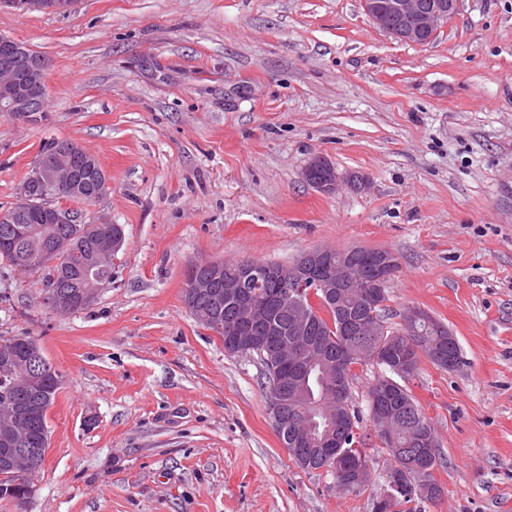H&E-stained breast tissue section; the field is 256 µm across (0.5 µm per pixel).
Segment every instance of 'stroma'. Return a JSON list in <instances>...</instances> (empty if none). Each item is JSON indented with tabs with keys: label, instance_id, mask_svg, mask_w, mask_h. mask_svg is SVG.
I'll use <instances>...</instances> for the list:
<instances>
[{
	"label": "stroma",
	"instance_id": "35a3bbf8",
	"mask_svg": "<svg viewBox=\"0 0 512 512\" xmlns=\"http://www.w3.org/2000/svg\"><path fill=\"white\" fill-rule=\"evenodd\" d=\"M0 34L49 63L47 121L0 113V213L52 136L96 156L111 187L87 215L125 236L111 284L66 315L44 272L0 263V338H35L63 376L33 492L0 512H375L382 369L355 370L371 477L346 492L289 457L263 362L225 353L183 299L193 263L320 247L393 253L389 326L419 308L459 343L454 370L424 357L408 381L442 457L421 512H512V0H459L427 45L361 0L0 5ZM318 155L333 194L303 178Z\"/></svg>",
	"mask_w": 512,
	"mask_h": 512
}]
</instances>
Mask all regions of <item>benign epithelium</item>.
I'll list each match as a JSON object with an SVG mask.
<instances>
[{
  "instance_id": "1",
  "label": "benign epithelium",
  "mask_w": 512,
  "mask_h": 512,
  "mask_svg": "<svg viewBox=\"0 0 512 512\" xmlns=\"http://www.w3.org/2000/svg\"><path fill=\"white\" fill-rule=\"evenodd\" d=\"M458 0H363L366 16L378 29L395 39L411 44L422 42L427 35L433 36L442 24L446 23L456 12ZM47 62L30 70L26 80L14 69L6 67L0 70V98L10 102L11 107L19 112L39 111V99L31 97L26 91L19 89L20 84L39 86L46 81ZM73 157L69 146L60 145L57 152V162L54 165L43 164L41 160L34 161L31 176L35 183L42 185L53 197L65 200V196L77 191L74 181ZM305 181L324 194L336 191L340 176L335 166L326 158H312L303 171ZM65 213H59L57 207L46 208L48 220L62 219L67 224L84 223L83 216L63 206ZM123 245V238L105 229L97 240L93 258L85 268L84 280L88 287L80 293L79 302L82 305L91 304L100 289L99 272L101 266L98 258L103 254H111ZM335 250L327 247L316 248L307 253L293 267L288 268V276L282 281L283 295L288 299L290 318V340L278 345L277 349L268 353V360L274 367L283 362L288 364V393L289 408H284L273 400L268 404V416L275 430L287 428L292 435V444L332 446L336 433L343 425L329 417L324 429L317 430L318 422L310 403L305 399L307 382L315 366H320L330 375L341 373L347 365L345 355L331 360L323 354L318 343L310 336L309 312L303 301V296L312 294L315 289H323L324 294L336 298V289L352 288L361 278L354 277L352 269L344 264L333 261ZM240 275L224 281V294L234 300L231 313V324L224 327L219 316L213 312L202 313L196 306V301L187 303V308L193 316L202 321H210L218 329H227L228 338L225 350L231 354H244L255 350L263 342L261 336H248L246 331L268 326L271 316L269 310L254 303L250 297L249 286L264 279L270 274V268L254 260L241 261L238 264ZM76 302L67 294L50 290L44 297L47 308L68 312ZM427 318V312L421 309H410L404 317L400 330L402 336L414 335V327L418 320ZM39 413L35 405L14 407L9 415L0 422V467L7 473L0 474V497H6L17 502L30 498L33 488L30 480V470L33 464L25 445L27 433L25 426L29 418ZM371 420L375 432L387 446L395 448V454L401 463V468L409 471L418 480L428 483L429 461L435 455L438 442L434 431L428 432L425 453L421 457L406 456L403 449L395 446L396 432L402 426L399 414L390 410H382L377 404H372ZM322 467L330 470L336 477L341 488L360 491L370 479V468L363 463L353 465L342 451H332L321 457Z\"/></svg>"
}]
</instances>
